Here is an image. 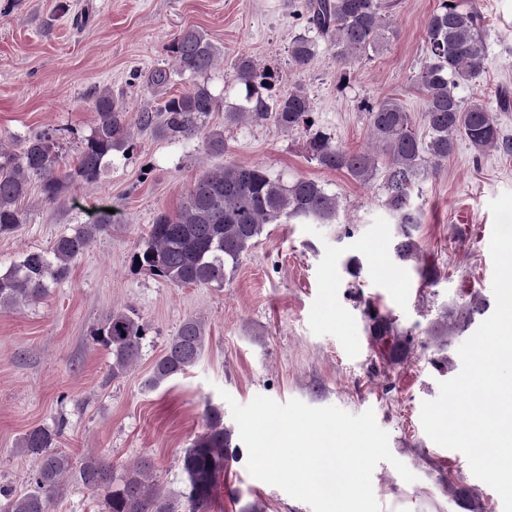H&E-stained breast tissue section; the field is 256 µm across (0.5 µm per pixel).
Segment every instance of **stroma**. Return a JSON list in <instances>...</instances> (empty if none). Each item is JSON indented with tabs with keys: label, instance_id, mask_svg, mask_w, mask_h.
<instances>
[{
	"label": "stroma",
	"instance_id": "35a3bbf8",
	"mask_svg": "<svg viewBox=\"0 0 512 512\" xmlns=\"http://www.w3.org/2000/svg\"><path fill=\"white\" fill-rule=\"evenodd\" d=\"M303 0H0V143L52 135L60 163L72 166L95 120L103 88L122 97L129 113L189 88L190 74L172 71L164 90L153 70L172 60L186 29L206 31L224 61L205 81L217 105L205 128L224 130L225 150L204 155L199 141L135 130L127 154L92 186L55 202L32 186L20 201L24 222L0 235V273L30 250L50 249L85 223L101 204L114 209L68 276L36 302L0 308V486L29 490L38 462L16 449L38 426L65 420L57 447L73 459L102 455L122 467L151 462L167 490H183L182 456L206 430V407L235 427L232 403L263 395L351 414L373 411L389 434L396 459L414 474L404 481L379 463L372 487L381 512H465L450 492H473L475 512H503L497 492L477 479L466 457L425 433L424 401L461 369L458 349L473 331L440 337L430 330L444 311L477 291L493 299L489 203L512 191V157L477 153L467 142L438 173L420 181L413 200L422 211L416 239L422 261L435 264L436 286H424L415 263L393 257L395 221L385 206L383 175L361 184L320 168L307 152L308 133L250 124L230 126L224 111L240 90L230 76L245 55L279 75V88L302 87L317 127L346 150L368 146L367 104L399 96L423 130V96L414 81L426 60L425 25L439 0H403L383 48L340 66L327 48L305 68L288 62V47L304 31ZM485 15L488 57L463 98L495 100L512 93V0H476ZM260 165L286 179L310 178L339 199L332 224H269L223 284L175 286L132 264L159 213L174 212L205 169ZM362 262L360 278L345 269ZM375 305L407 336L404 351L383 350L369 336L365 311ZM134 308L149 328L135 364L111 379L112 356L91 333L112 311ZM202 319L206 346L199 362L153 388V366L181 322ZM450 359L437 370L433 357ZM238 450L218 481L209 512H311L278 487L253 478L247 449ZM50 512H106L103 495L66 481Z\"/></svg>",
	"mask_w": 512,
	"mask_h": 512
}]
</instances>
